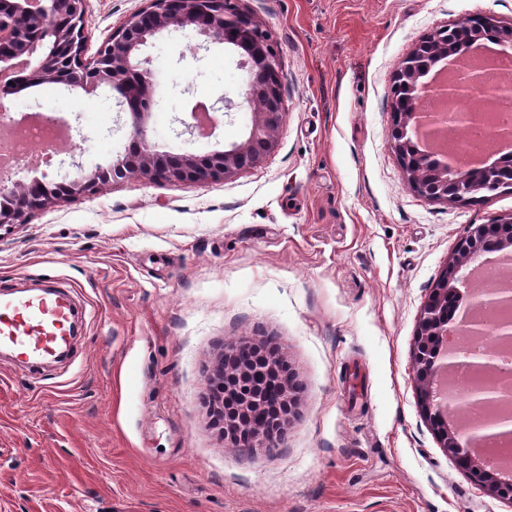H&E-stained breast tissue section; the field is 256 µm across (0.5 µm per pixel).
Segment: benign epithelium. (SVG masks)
Listing matches in <instances>:
<instances>
[{"instance_id":"7a95c632","label":"benign epithelium","mask_w":512,"mask_h":512,"mask_svg":"<svg viewBox=\"0 0 512 512\" xmlns=\"http://www.w3.org/2000/svg\"><path fill=\"white\" fill-rule=\"evenodd\" d=\"M88 0H0V73L13 72L20 57L25 58L23 75L0 84V95L47 82L85 91L110 89L117 94L119 111L127 114L132 132L127 149L103 166L86 169L71 164V170L58 179L40 173L29 179L0 180V230L26 223L32 212L58 201L96 193L103 186L121 179L146 178L179 182H217L255 166L277 146V131L284 114L281 92L280 56L270 33L240 0H147L130 15L97 51L87 55L85 16ZM498 35L501 53L512 52V26L501 24ZM172 28L190 29L198 36L217 40L228 47L237 64L248 74L247 95L254 103L251 121L243 139L206 155L161 151L149 136L148 119L155 102L150 58L143 55L148 40ZM448 61V44L438 32L421 38L396 68L393 85L401 90L392 100L396 125L391 142L400 156L411 188L433 200L454 203L464 195L482 194L495 184L496 160L476 170L460 173L433 154L419 148L423 137L448 131L446 122L470 121L487 126L492 140L512 137L503 130L496 116L479 110L452 112L451 119L426 112L422 103L436 96L455 104L480 89L482 71L471 68L461 81L437 84L429 78L432 69ZM214 132L219 117L217 108L201 117L189 113L180 120L184 132L193 134L200 121ZM475 247L455 251L448 261L451 271L445 289L432 291L417 327L414 352V381L420 401L430 420H447L455 410L452 393L436 399L435 386L442 377L452 376L460 366L461 349L445 343L452 331L463 330L478 336L490 330L495 340L494 353L470 350L466 355L482 358L470 370L486 378V383L470 392V401L491 408L475 427L466 430L447 425L439 434L443 447L470 480L501 499L512 501V483L505 484L504 466L490 464L475 451L501 439H512V373L503 375L496 361L512 354V284L482 288L471 294V306L490 305L501 311L489 326L481 316L469 321L442 319L448 307V291L464 286L460 272L484 252L483 244L500 252L512 250V214L499 215L486 224L475 225L461 244ZM251 347L247 360L237 356L239 344ZM212 418L224 438L233 441L246 454L259 448H275L288 423L296 401L291 376L282 362L267 356L264 343L244 338L224 349L211 378Z\"/></svg>"}]
</instances>
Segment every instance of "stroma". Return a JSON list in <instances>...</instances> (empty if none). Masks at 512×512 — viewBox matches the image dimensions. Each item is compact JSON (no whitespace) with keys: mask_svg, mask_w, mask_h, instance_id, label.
I'll use <instances>...</instances> for the list:
<instances>
[{"mask_svg":"<svg viewBox=\"0 0 512 512\" xmlns=\"http://www.w3.org/2000/svg\"><path fill=\"white\" fill-rule=\"evenodd\" d=\"M145 0H88L97 50ZM282 63L276 149L218 182H113L0 236V286L69 288L79 330L28 371L0 355V512H512L443 448L414 381L422 307L472 225L512 193L446 203L408 184L393 76L428 33L512 0H243ZM174 29L145 49L150 138L204 154L240 141L247 76L222 43ZM235 104L212 137L178 135L190 102ZM80 134L85 168L129 143L115 96L45 83L6 96ZM265 339L298 402L278 447L245 455L212 423L226 345Z\"/></svg>","mask_w":512,"mask_h":512,"instance_id":"stroma-1","label":"stroma"}]
</instances>
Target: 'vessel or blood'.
Listing matches in <instances>:
<instances>
[{"label": "vessel or blood", "instance_id": "vessel-or-blood-1", "mask_svg": "<svg viewBox=\"0 0 512 512\" xmlns=\"http://www.w3.org/2000/svg\"><path fill=\"white\" fill-rule=\"evenodd\" d=\"M74 307L56 285L35 292L0 291V345L36 365L67 349Z\"/></svg>", "mask_w": 512, "mask_h": 512}]
</instances>
